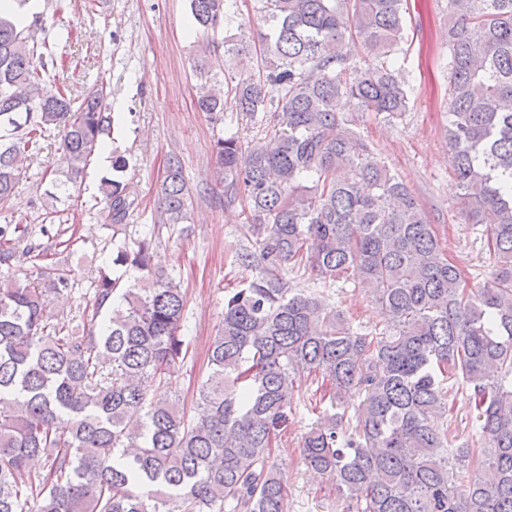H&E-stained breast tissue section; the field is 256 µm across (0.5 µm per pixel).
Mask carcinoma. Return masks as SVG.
Segmentation results:
<instances>
[{"mask_svg":"<svg viewBox=\"0 0 512 512\" xmlns=\"http://www.w3.org/2000/svg\"><path fill=\"white\" fill-rule=\"evenodd\" d=\"M260 2L257 72L225 82L219 51H252L247 39H218L234 2L188 0L201 36L197 109L282 126L267 141L214 143L225 200L244 202L255 248L235 251L252 276L224 296L196 415L140 384L165 382L187 355L186 294L153 269L151 237L117 247L112 265L133 281L101 273L75 327L50 322V295L69 289L64 270L0 275V512H290L272 448L298 382L318 376L338 412L304 435L302 454L336 482L347 512H512V0H448L453 175L464 223L489 225L491 276L478 290L353 129L355 112L409 109L390 61L407 42L404 0ZM45 29L38 14L23 28L0 17V202L48 129H66L54 198L77 186L110 126L106 89L75 106L43 88L52 50L35 33ZM125 168L114 157L116 175L102 183L115 233L135 206ZM189 200L173 156L158 223H184ZM40 248L0 225V266ZM288 264L326 288L357 269L384 328L351 332L324 292L286 286ZM461 384L479 433L460 443ZM354 390L365 398L349 417ZM34 457L45 459L37 476Z\"/></svg>","mask_w":512,"mask_h":512,"instance_id":"carcinoma-1","label":"carcinoma"}]
</instances>
